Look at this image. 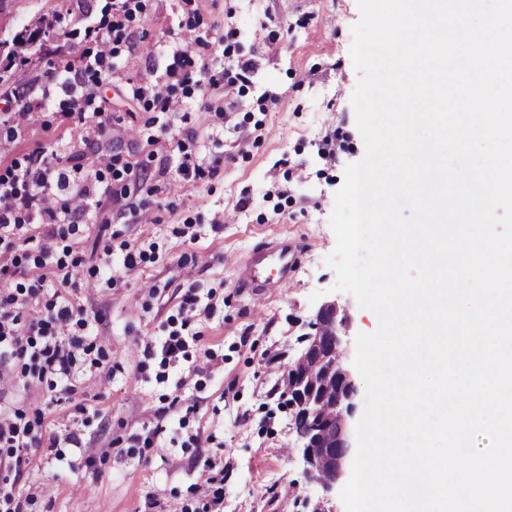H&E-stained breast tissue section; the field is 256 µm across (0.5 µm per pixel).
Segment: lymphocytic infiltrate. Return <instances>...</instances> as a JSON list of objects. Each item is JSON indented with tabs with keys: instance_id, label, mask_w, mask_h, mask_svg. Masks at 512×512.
Listing matches in <instances>:
<instances>
[{
	"instance_id": "1",
	"label": "lymphocytic infiltrate",
	"mask_w": 512,
	"mask_h": 512,
	"mask_svg": "<svg viewBox=\"0 0 512 512\" xmlns=\"http://www.w3.org/2000/svg\"><path fill=\"white\" fill-rule=\"evenodd\" d=\"M98 42L93 59L87 60L74 82L65 87L69 112L85 114L90 102L88 88L101 81V65L109 51L107 35H99ZM96 205L94 190L74 187L63 165L33 153L25 163L0 175V249L13 248L24 230L34 224L47 226L48 237H65L75 232V219ZM44 281L42 274L29 284L0 292V384L18 374L41 380L70 376L74 353L84 346L81 338H62L59 328L71 322L86 323L85 310L69 302L44 301ZM14 359L21 360L20 371L12 370ZM40 446L35 423L26 419L23 411L0 410V512H22L9 475L22 464L21 450Z\"/></svg>"
}]
</instances>
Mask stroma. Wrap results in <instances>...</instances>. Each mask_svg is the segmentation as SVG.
I'll return each instance as SVG.
<instances>
[{"label": "stroma", "mask_w": 512, "mask_h": 512, "mask_svg": "<svg viewBox=\"0 0 512 512\" xmlns=\"http://www.w3.org/2000/svg\"><path fill=\"white\" fill-rule=\"evenodd\" d=\"M112 2L10 0L0 27L2 39L26 37L16 47L21 72L0 85V118L13 120L20 107L36 113L0 157V175L39 151L73 167L76 184L117 190L51 241L57 257L81 263L70 286L62 272L47 274L45 293L86 310L85 325L61 333L93 351H76L70 382L21 377L0 390V408L43 412V446L22 463L13 492L23 512H194L211 462L224 468V512H305L309 502L345 512L338 490L305 478L282 400L320 303L347 318L345 365L357 334L377 328L353 294L334 291L325 264L336 245L334 195L365 152L350 102L357 0H140L93 91L108 119L100 134L95 115L67 114L61 84L96 52L94 32L111 26ZM189 35L210 48L183 67L174 55ZM219 72L224 88H209ZM155 84L170 90L176 111L136 92ZM111 157L117 169H100ZM186 158L202 176H184ZM46 232L32 225V242L0 255L12 272L0 290L37 276ZM283 238L301 253L292 283L255 308L239 264ZM130 252L137 264L127 273ZM190 287L198 304L189 311ZM173 335L185 348L168 358L162 347ZM70 429L81 447L66 440ZM149 435L154 443L143 447Z\"/></svg>", "instance_id": "stroma-1"}]
</instances>
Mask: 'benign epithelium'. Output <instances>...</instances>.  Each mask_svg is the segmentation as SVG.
I'll list each match as a JSON object with an SVG mask.
<instances>
[{"label":"benign epithelium","instance_id":"benign-epithelium-1","mask_svg":"<svg viewBox=\"0 0 512 512\" xmlns=\"http://www.w3.org/2000/svg\"><path fill=\"white\" fill-rule=\"evenodd\" d=\"M342 325L336 304L323 305L311 324L313 332L301 339L304 348L290 367L292 376L288 379V408L293 410V417L313 420L309 430L297 432L304 475L326 491L340 477L351 449L347 417L352 415L356 389L337 356L342 346ZM332 380L340 382L336 394L321 397L322 389Z\"/></svg>","mask_w":512,"mask_h":512}]
</instances>
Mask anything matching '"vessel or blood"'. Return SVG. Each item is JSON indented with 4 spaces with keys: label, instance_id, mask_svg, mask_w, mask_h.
<instances>
[{
    "label": "vessel or blood",
    "instance_id": "obj_1",
    "mask_svg": "<svg viewBox=\"0 0 512 512\" xmlns=\"http://www.w3.org/2000/svg\"><path fill=\"white\" fill-rule=\"evenodd\" d=\"M299 252L292 245L282 242L265 252L246 258L239 266V280L243 287L249 288L252 296H266L269 289L286 288L290 274L297 263ZM276 266L275 277L265 274L267 266Z\"/></svg>",
    "mask_w": 512,
    "mask_h": 512
}]
</instances>
